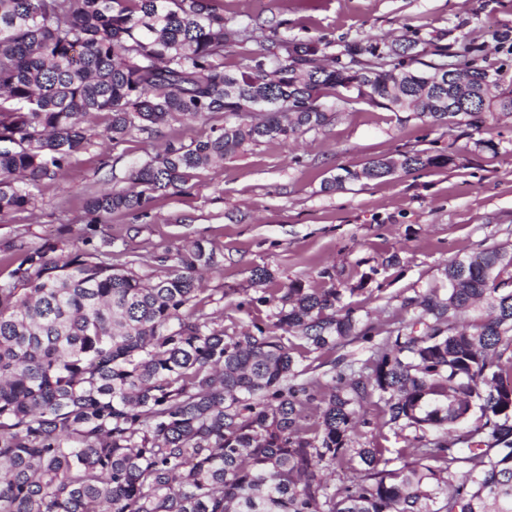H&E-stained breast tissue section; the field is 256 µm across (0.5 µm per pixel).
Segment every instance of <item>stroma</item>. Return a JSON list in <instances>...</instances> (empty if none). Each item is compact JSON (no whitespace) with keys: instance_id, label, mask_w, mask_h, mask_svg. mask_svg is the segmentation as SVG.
<instances>
[{"instance_id":"obj_1","label":"stroma","mask_w":512,"mask_h":512,"mask_svg":"<svg viewBox=\"0 0 512 512\" xmlns=\"http://www.w3.org/2000/svg\"><path fill=\"white\" fill-rule=\"evenodd\" d=\"M224 16L277 25L288 39L322 41L327 53L342 41L388 37L410 27L418 52L455 55L466 45L512 84V0H226ZM208 131L199 121L136 132L112 146L93 130L88 149L70 159L61 177L36 189L34 207L0 219V256L8 246H38L84 232L88 195L130 187L135 164L165 143H190ZM453 149L456 163L389 180L362 181L327 193L322 182L337 167H361L382 155L412 149ZM96 241L112 252L134 250L149 261L140 275L164 272L156 258L196 239L215 247L218 268L204 275L206 311L224 313V330L278 321L279 303L255 309V270L271 287L299 282L335 286L341 303L377 324L407 321V302L446 288L452 259L512 245V117L482 129L426 126L405 113L366 104L346 106L335 120L299 142H262L198 171L180 193L153 201L147 215L116 212L97 225Z\"/></svg>"}]
</instances>
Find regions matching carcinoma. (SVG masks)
I'll list each match as a JSON object with an SVG mask.
<instances>
[{
    "label": "carcinoma",
    "instance_id": "cac0c4a2",
    "mask_svg": "<svg viewBox=\"0 0 512 512\" xmlns=\"http://www.w3.org/2000/svg\"><path fill=\"white\" fill-rule=\"evenodd\" d=\"M261 40V51L247 44ZM408 31L347 41L339 55L222 0H0V218L35 204L91 141L119 145L182 120L210 124L132 168L131 189L90 195L87 233L20 249L0 280V512H512V249L452 260L447 288L387 328L359 319L334 287L294 283L278 327L224 333L197 300L215 269L202 240L156 281L93 244L115 212L143 213L245 146L317 131L367 103L427 125L482 127L512 114V89L477 59L424 62ZM241 49V60L224 63ZM236 122L215 124L217 117ZM412 150L323 181L447 167ZM385 335L361 365L311 353ZM419 433L414 448L352 446L362 427ZM352 473L330 490L327 477Z\"/></svg>",
    "mask_w": 512,
    "mask_h": 512
}]
</instances>
